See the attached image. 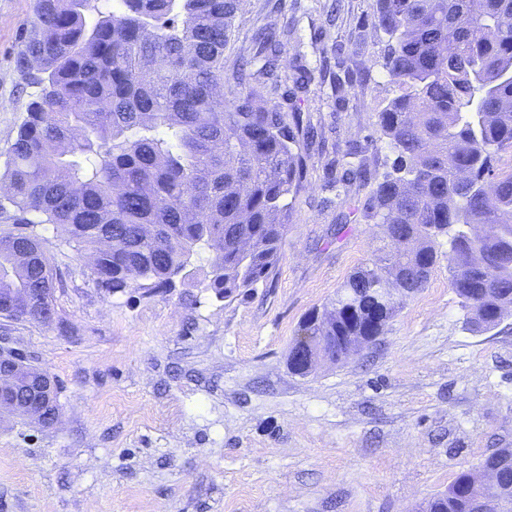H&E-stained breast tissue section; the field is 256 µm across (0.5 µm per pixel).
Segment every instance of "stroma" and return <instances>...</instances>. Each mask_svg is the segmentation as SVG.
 <instances>
[{"mask_svg": "<svg viewBox=\"0 0 512 512\" xmlns=\"http://www.w3.org/2000/svg\"><path fill=\"white\" fill-rule=\"evenodd\" d=\"M373 3L243 0L225 77L257 29L289 28L268 96L315 131L266 284L230 302L109 295L46 232L61 323L0 320V336L57 380L60 418L0 417V512H412L512 448V316L468 330L446 257L375 345L308 377L288 368L302 318L380 245L368 186L344 176L354 148L373 173L394 160L378 114L398 89ZM32 15L33 0H0V173L29 101L15 57Z\"/></svg>", "mask_w": 512, "mask_h": 512, "instance_id": "obj_1", "label": "stroma"}]
</instances>
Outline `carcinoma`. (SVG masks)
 Listing matches in <instances>:
<instances>
[{
    "instance_id": "1",
    "label": "carcinoma",
    "mask_w": 512,
    "mask_h": 512,
    "mask_svg": "<svg viewBox=\"0 0 512 512\" xmlns=\"http://www.w3.org/2000/svg\"><path fill=\"white\" fill-rule=\"evenodd\" d=\"M242 0H35L16 56L39 88L0 174V301L14 288L48 291L46 308L13 307L16 324L59 320L60 283L38 228L88 252L96 287L153 297L203 283L233 300L269 280L302 178L288 113L261 76L224 78V49ZM387 37L384 69L401 93L378 113L395 154L370 179L364 217L382 230L379 257L344 282L331 308L307 315L292 347L344 362L373 346L404 300L425 287L442 242L448 280L477 332L512 315V0H375ZM479 493L458 473L436 512H471Z\"/></svg>"
}]
</instances>
